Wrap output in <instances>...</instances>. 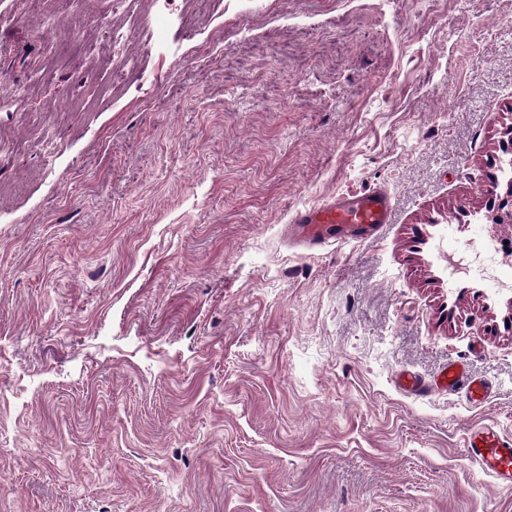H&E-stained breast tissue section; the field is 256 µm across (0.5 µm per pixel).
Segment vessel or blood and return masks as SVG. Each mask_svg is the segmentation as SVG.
I'll return each mask as SVG.
<instances>
[{
    "instance_id": "b4317fda",
    "label": "vessel or blood",
    "mask_w": 512,
    "mask_h": 512,
    "mask_svg": "<svg viewBox=\"0 0 512 512\" xmlns=\"http://www.w3.org/2000/svg\"><path fill=\"white\" fill-rule=\"evenodd\" d=\"M392 197L382 186L341 194L314 206L296 210L288 224V241L293 246L321 251L328 243L363 241L377 237L388 224ZM399 387L423 397L436 392H464L467 399L484 402L491 395L485 379L473 375L466 365L451 362L433 380L427 381L403 372ZM466 448L470 461L490 475L503 489H512V438L501 435L494 426L468 428Z\"/></svg>"
}]
</instances>
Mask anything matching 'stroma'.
I'll return each instance as SVG.
<instances>
[{"label": "stroma", "mask_w": 512, "mask_h": 512, "mask_svg": "<svg viewBox=\"0 0 512 512\" xmlns=\"http://www.w3.org/2000/svg\"><path fill=\"white\" fill-rule=\"evenodd\" d=\"M510 123L512 0H0V512H512V306L436 259L512 236ZM453 361L489 400L394 382ZM392 197L384 186L337 195L314 207L298 209L289 219L288 241L310 252L328 243L377 237L389 224ZM466 448L470 461L490 475L496 484L512 489V438L501 435L494 426L470 427L466 431Z\"/></svg>", "instance_id": "1"}]
</instances>
